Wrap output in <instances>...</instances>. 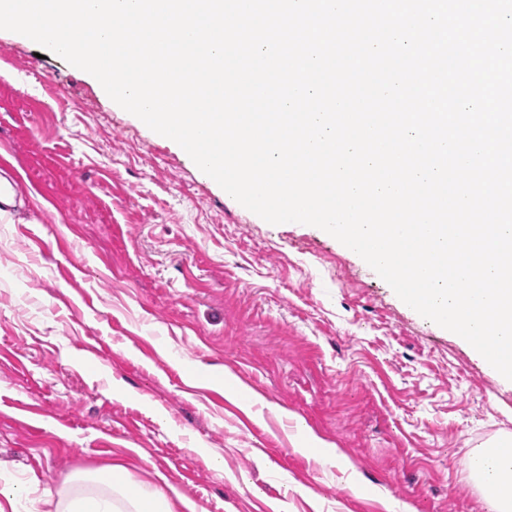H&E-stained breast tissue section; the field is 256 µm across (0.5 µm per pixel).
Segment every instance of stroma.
<instances>
[{"label": "stroma", "instance_id": "obj_1", "mask_svg": "<svg viewBox=\"0 0 512 512\" xmlns=\"http://www.w3.org/2000/svg\"><path fill=\"white\" fill-rule=\"evenodd\" d=\"M2 51L0 153L27 194L0 213V487L46 499L120 466L195 512H489L462 460L512 439V381L91 74L6 30Z\"/></svg>", "mask_w": 512, "mask_h": 512}]
</instances>
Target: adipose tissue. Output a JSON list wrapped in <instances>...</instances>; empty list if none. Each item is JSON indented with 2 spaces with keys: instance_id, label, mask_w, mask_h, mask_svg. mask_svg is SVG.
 I'll list each match as a JSON object with an SVG mask.
<instances>
[{
  "instance_id": "ef3b65f1",
  "label": "adipose tissue",
  "mask_w": 512,
  "mask_h": 512,
  "mask_svg": "<svg viewBox=\"0 0 512 512\" xmlns=\"http://www.w3.org/2000/svg\"><path fill=\"white\" fill-rule=\"evenodd\" d=\"M479 478L494 512H512V451L483 449L465 459ZM53 512H175L168 494L155 485L140 487L137 494L127 492L126 474L113 467L111 481L88 472L62 488Z\"/></svg>"
}]
</instances>
